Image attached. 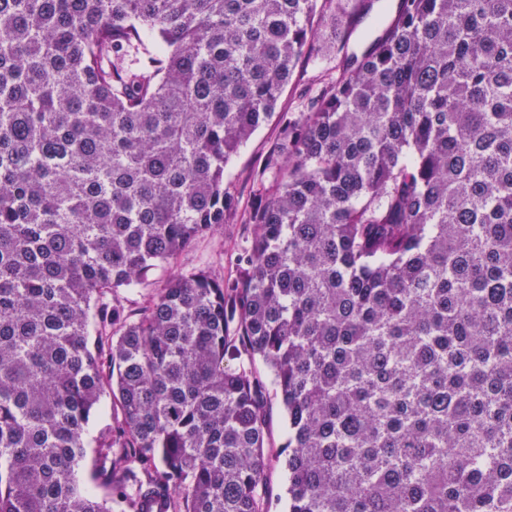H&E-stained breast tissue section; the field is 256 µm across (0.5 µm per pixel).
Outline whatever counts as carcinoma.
<instances>
[{
  "mask_svg": "<svg viewBox=\"0 0 512 512\" xmlns=\"http://www.w3.org/2000/svg\"><path fill=\"white\" fill-rule=\"evenodd\" d=\"M330 2L0 0V512H269L271 387L288 512H512V0H398L280 116L236 276L120 299L235 221Z\"/></svg>",
  "mask_w": 512,
  "mask_h": 512,
  "instance_id": "cac0c4a2",
  "label": "carcinoma"
}]
</instances>
